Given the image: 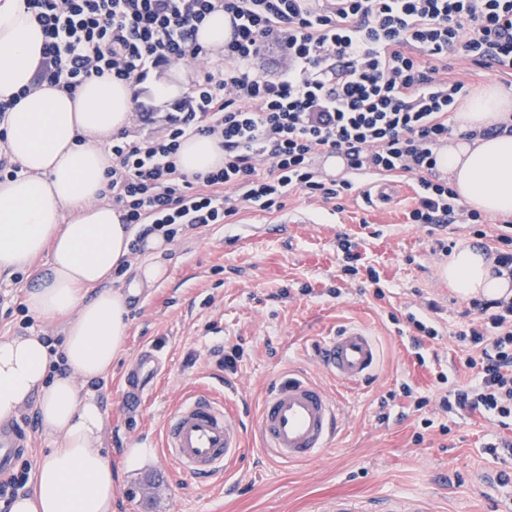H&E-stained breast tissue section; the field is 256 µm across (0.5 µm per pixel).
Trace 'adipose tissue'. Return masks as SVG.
Returning a JSON list of instances; mask_svg holds the SVG:
<instances>
[{
    "mask_svg": "<svg viewBox=\"0 0 512 512\" xmlns=\"http://www.w3.org/2000/svg\"><path fill=\"white\" fill-rule=\"evenodd\" d=\"M43 42L25 0H0V100L24 94L5 119V150L21 170L0 181V274L48 254L26 301L40 318L67 319L56 354L33 334L0 337V423L31 405L58 441L32 495L18 496L11 512H112L105 414L79 384L103 378L127 336L126 297L103 283L129 261L137 228L121 223L103 196L112 166L103 143L130 126L133 91L107 77L88 80L72 95L34 85ZM511 114L512 95L489 84L461 101L456 123L462 131L479 129ZM446 163L461 203L492 218L512 214V135L451 141ZM223 164V149L206 136L185 140L177 155L179 170L190 176ZM493 267L482 249L468 245L449 256L444 275L464 297L508 296L512 280L494 275Z\"/></svg>",
    "mask_w": 512,
    "mask_h": 512,
    "instance_id": "obj_1",
    "label": "adipose tissue"
}]
</instances>
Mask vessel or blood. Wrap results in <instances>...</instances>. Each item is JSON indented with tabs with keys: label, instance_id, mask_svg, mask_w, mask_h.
<instances>
[{
	"label": "vessel or blood",
	"instance_id": "1",
	"mask_svg": "<svg viewBox=\"0 0 512 512\" xmlns=\"http://www.w3.org/2000/svg\"><path fill=\"white\" fill-rule=\"evenodd\" d=\"M325 180L349 175L346 158L333 151L319 157ZM381 358L379 344L366 326L350 323L324 336L317 360L324 372L351 385L369 379ZM340 425V407L321 386L291 375L263 396L254 429L264 446L286 462H308L331 448ZM244 428L235 411L207 392L185 396L167 417L161 451L183 473L199 481L223 474L244 447ZM21 424L0 428V475L8 474L27 448Z\"/></svg>",
	"mask_w": 512,
	"mask_h": 512
}]
</instances>
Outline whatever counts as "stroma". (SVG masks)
Segmentation results:
<instances>
[{"mask_svg": "<svg viewBox=\"0 0 512 512\" xmlns=\"http://www.w3.org/2000/svg\"><path fill=\"white\" fill-rule=\"evenodd\" d=\"M396 182L399 190L385 204L368 205L361 181L339 210L293 192L281 211L248 209L234 223L178 235L162 256L166 278L150 287L136 281L137 264L153 259L148 251L134 255L122 275L110 276L107 287L122 289L128 305L126 343L95 390L117 477L112 512H326L339 497L366 504L420 497L431 512H512V489L494 482L500 470L512 472V458L501 461L483 450L494 431L490 422L462 412L448 419L449 434L412 441L424 414L401 395V385L434 396L438 373L462 385L471 379L458 367L452 338L469 300L442 276L448 258L435 241L474 246L478 239L460 224L430 229L408 223L414 179L406 174ZM341 233L379 271L384 299L362 279L341 282ZM46 262L42 256L18 275L0 276V336L27 332L62 339V322L34 316L24 326L15 312L26 302V284ZM306 285L311 293H303ZM336 288L341 297H333ZM426 298L441 306L440 338L434 343L437 360L420 366L406 314ZM343 323L371 328L381 349L376 376L357 388L320 370L312 354L320 336ZM220 345L242 348L235 371L217 366L211 351ZM148 348L162 354V368L144 382L142 403L129 414L122 404L124 374ZM291 373L317 382L345 413L344 430L322 459L278 461L249 432L225 481L191 479L157 452L139 467H126L127 450L159 434L188 390L222 394L250 428L268 386ZM385 408L391 418L383 423Z\"/></svg>", "mask_w": 512, "mask_h": 512, "instance_id": "stroma-1", "label": "stroma"}]
</instances>
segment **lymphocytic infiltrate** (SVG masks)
<instances>
[{
  "label": "lymphocytic infiltrate",
  "mask_w": 512,
  "mask_h": 512,
  "mask_svg": "<svg viewBox=\"0 0 512 512\" xmlns=\"http://www.w3.org/2000/svg\"><path fill=\"white\" fill-rule=\"evenodd\" d=\"M45 42L37 82L75 94L87 79L107 76L138 86L150 69L202 68L177 111L142 124L161 128L114 134L106 196L125 224L140 225L131 253L148 234L171 241L209 224L232 223L241 211L282 210L290 192L338 204L354 176L414 175L411 224H465L497 273L512 278V221L487 235L484 218L460 203L434 176L433 146L453 133L451 114L465 96L448 74L449 57L512 78V0H26ZM232 15L238 30L220 64L197 40L215 12ZM287 60L269 75L258 60L266 43ZM220 141L222 167L186 175L177 167L182 141ZM345 154L352 177L326 182L316 159ZM455 334L469 385L438 381L437 399L414 398L448 414L461 411L512 423V297L472 299Z\"/></svg>",
  "instance_id": "obj_1"
}]
</instances>
